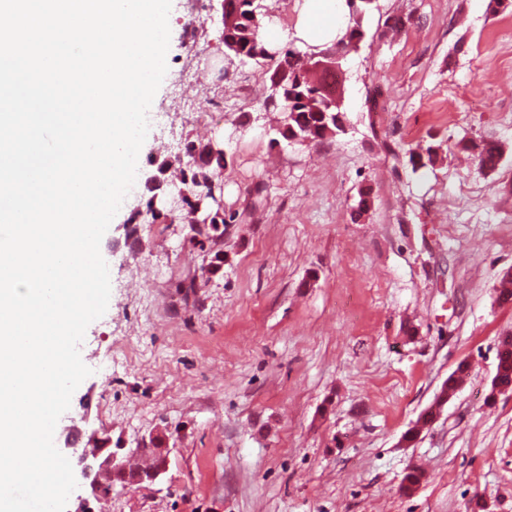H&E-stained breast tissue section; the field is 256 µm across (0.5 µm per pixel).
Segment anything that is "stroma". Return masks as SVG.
Returning <instances> with one entry per match:
<instances>
[{
	"label": "stroma",
	"instance_id": "35a3bbf8",
	"mask_svg": "<svg viewBox=\"0 0 512 512\" xmlns=\"http://www.w3.org/2000/svg\"><path fill=\"white\" fill-rule=\"evenodd\" d=\"M488 3L377 0L343 63L345 132L280 149L264 75L225 68L216 26L187 25L201 0H173L133 207L155 158L176 155L172 122L181 140L223 143L236 221L224 273L208 279L186 225H141L133 250L126 207L101 241L109 305L58 427L86 414L145 456L152 434L169 437L162 478L114 489L103 512H512V394L491 393L512 334V304L497 300L512 271V6ZM193 39L214 56L184 96L212 98L216 119L173 99ZM485 140L500 151L492 172L468 149ZM428 144L435 165L412 170L410 150ZM463 360L462 388L404 443ZM412 465L426 478L407 495Z\"/></svg>",
	"mask_w": 512,
	"mask_h": 512
}]
</instances>
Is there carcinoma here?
I'll return each mask as SVG.
<instances>
[{
    "instance_id": "carcinoma-1",
    "label": "carcinoma",
    "mask_w": 512,
    "mask_h": 512,
    "mask_svg": "<svg viewBox=\"0 0 512 512\" xmlns=\"http://www.w3.org/2000/svg\"><path fill=\"white\" fill-rule=\"evenodd\" d=\"M224 27L220 41L224 45V58L240 66L252 65L265 75L266 80L281 82L279 95L273 90L263 101L265 109L281 113L280 121L274 128L277 137L269 140L274 148L283 143L305 145L325 139L329 135L345 131V112L328 90L336 85L338 75L327 73L318 78L308 73L303 56L296 50L285 47H270L262 38L263 14L259 13L254 0H223ZM364 38L360 25L349 28L337 45L352 49ZM476 159L484 171L496 169L499 162L498 146L484 142L477 146ZM188 161L179 163V186L184 191L180 209L174 213L166 209L156 210L152 201H147L145 211L134 216L144 224H164L184 216L189 218L187 243L194 249L205 251L211 256L206 272L215 275L220 272L226 257L219 249L224 241V228L235 221V215L213 208L214 194L221 190L219 175L227 164V153L217 140L196 142L189 140L185 145ZM436 149L429 145L425 149L410 152V163L415 170L434 164ZM468 375V365L459 363L448 376L439 394L434 399L435 408L421 414L414 428L404 434L408 442L414 441L420 430L435 420L436 410L443 408L452 398L459 385ZM495 378L503 383H512V336L500 339L497 350ZM425 473L417 467L409 468L402 479V490L409 492L422 484Z\"/></svg>"
}]
</instances>
